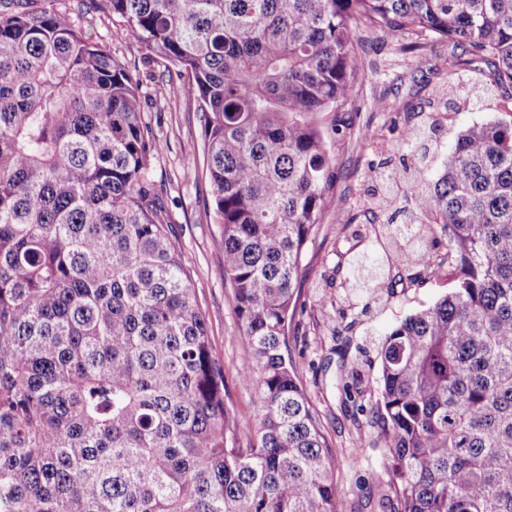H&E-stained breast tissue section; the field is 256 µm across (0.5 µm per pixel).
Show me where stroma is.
Instances as JSON below:
<instances>
[{
  "instance_id": "obj_1",
  "label": "stroma",
  "mask_w": 512,
  "mask_h": 512,
  "mask_svg": "<svg viewBox=\"0 0 512 512\" xmlns=\"http://www.w3.org/2000/svg\"><path fill=\"white\" fill-rule=\"evenodd\" d=\"M54 8L94 42L106 46L136 79L144 126L157 145L153 177L168 205L181 259L199 307L209 315L212 352L224 368L225 400L240 447L253 442L258 415L255 383L242 380L239 366L246 351L239 341L241 323L224 280L221 227L213 221L211 186L204 168L202 118L182 90L177 70L148 57L111 17L89 10L84 0H55ZM363 82L351 105L338 113V132L330 141L336 186L301 259L297 311L289 325L288 346L296 375L316 406L336 450L335 476L340 512H386L377 487L387 479L384 450L374 443L369 413L348 394L360 390L376 398L377 347L402 319L433 306L452 286L448 278L396 281L392 294L377 301L367 315L339 316L343 290L339 264L353 253L372 249L371 238L357 237L366 224H380L385 213L372 209L368 194L374 170L382 162L398 164L407 148L406 128L431 121L440 126L432 171H439L458 133L468 125L506 117L512 100L497 95L468 103L458 85V108L440 115L424 112L448 86V43L425 33L391 39L385 32L357 31ZM419 49L404 51V44Z\"/></svg>"
}]
</instances>
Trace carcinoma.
<instances>
[{
	"label": "carcinoma",
	"mask_w": 512,
	"mask_h": 512,
	"mask_svg": "<svg viewBox=\"0 0 512 512\" xmlns=\"http://www.w3.org/2000/svg\"><path fill=\"white\" fill-rule=\"evenodd\" d=\"M188 76L224 280L259 386L236 446L208 315L151 176L137 81L53 8L0 14V512H339L335 448L295 375L303 250L333 188L317 117L362 79L361 24L448 40L512 93V0H89ZM428 138L395 224L455 286L386 334L369 426L388 512H512V119ZM448 236L435 262L430 242ZM372 258L351 268L352 288Z\"/></svg>",
	"instance_id": "cac0c4a2"
}]
</instances>
